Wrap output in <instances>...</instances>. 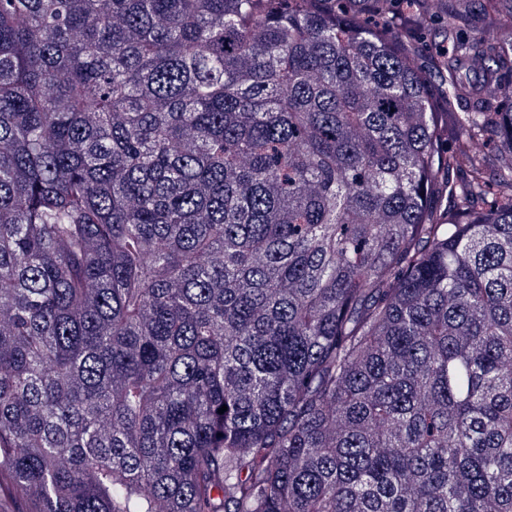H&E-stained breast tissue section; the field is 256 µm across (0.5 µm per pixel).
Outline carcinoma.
<instances>
[{"label":"carcinoma","mask_w":512,"mask_h":512,"mask_svg":"<svg viewBox=\"0 0 512 512\" xmlns=\"http://www.w3.org/2000/svg\"><path fill=\"white\" fill-rule=\"evenodd\" d=\"M342 2L0 0L27 512H512V0ZM401 31L406 44L415 48L417 52L416 65L426 73L431 81L437 80L432 63L439 54L446 32L442 20L435 15L427 23L416 26L406 19L404 29Z\"/></svg>","instance_id":"1"}]
</instances>
